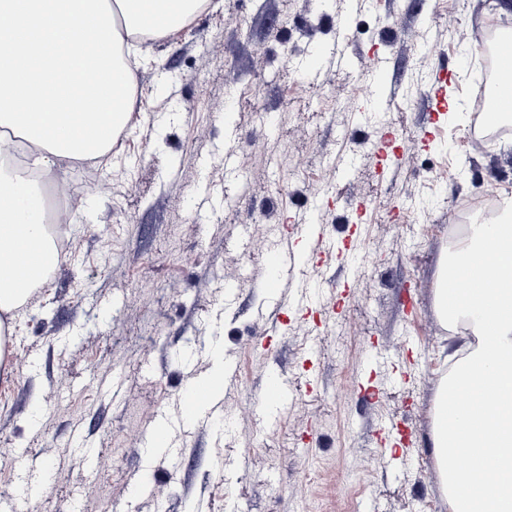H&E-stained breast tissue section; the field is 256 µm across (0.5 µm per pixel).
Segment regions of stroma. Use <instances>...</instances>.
Returning <instances> with one entry per match:
<instances>
[{
	"mask_svg": "<svg viewBox=\"0 0 512 512\" xmlns=\"http://www.w3.org/2000/svg\"><path fill=\"white\" fill-rule=\"evenodd\" d=\"M446 2L461 32L431 20L429 0H212L188 30L132 43L141 100L90 175L62 162L82 196L70 249L14 313L0 500L21 512H295L305 496L322 512H416L428 497L448 512L431 435L455 347L435 306L452 245L427 228L450 224L486 174L512 195V139L472 148L478 89L462 40L499 21L503 0ZM373 13L399 24L358 34ZM431 41L441 53L427 73L448 71L457 116L425 142L429 104L411 89L407 49ZM322 47L343 64L311 66ZM380 62L396 92L385 124H368L359 89ZM389 134L401 157L383 178L375 152ZM414 197L431 200L418 222L401 212ZM286 240L305 259L296 279L321 278L325 295L316 315L275 324L260 316L266 258ZM224 359L237 365L221 397L228 437L184 423L179 400ZM271 373L295 397L267 426ZM110 377L114 396L96 386ZM163 416L178 456L143 445ZM384 423L397 436L381 439ZM77 432L95 463L72 451ZM29 479L40 491L27 499Z\"/></svg>",
	"mask_w": 512,
	"mask_h": 512,
	"instance_id": "stroma-1",
	"label": "stroma"
}]
</instances>
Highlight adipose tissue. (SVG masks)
<instances>
[{
  "instance_id": "adipose-tissue-1",
  "label": "adipose tissue",
  "mask_w": 512,
  "mask_h": 512,
  "mask_svg": "<svg viewBox=\"0 0 512 512\" xmlns=\"http://www.w3.org/2000/svg\"><path fill=\"white\" fill-rule=\"evenodd\" d=\"M208 0H0V163L10 152H27L38 180L0 173V367L12 362V314L40 287L62 256L44 223L42 182L55 177V165L108 151L113 136L130 119L124 104L134 72L123 50L124 36L147 33L144 19L166 9L170 20L156 28L166 36L205 11ZM93 34L88 49L74 42ZM36 249L38 265L17 273L25 249ZM484 253L487 289L459 290L449 303L447 288L437 291L444 323L469 331L465 354L456 360L440 393L457 392L456 413L436 420L432 447L443 463V489L449 512H512V209L491 224H476L468 241L457 245L450 265L466 267ZM498 387L497 408L472 405L469 390L482 379ZM486 457L497 473L495 484L481 471L454 469L452 457Z\"/></svg>"
}]
</instances>
